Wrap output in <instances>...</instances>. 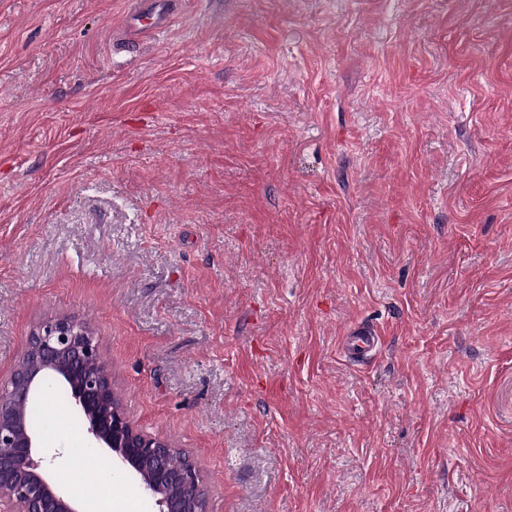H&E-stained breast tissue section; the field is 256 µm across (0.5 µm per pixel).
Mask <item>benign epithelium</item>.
<instances>
[{
	"mask_svg": "<svg viewBox=\"0 0 512 512\" xmlns=\"http://www.w3.org/2000/svg\"><path fill=\"white\" fill-rule=\"evenodd\" d=\"M99 340L70 316L37 324L10 377L0 382V512H81L44 465L40 437L26 410L35 400L64 387L89 447L110 456L112 467L154 501L156 512H209V495L191 457L172 468L176 452L167 441L139 430L112 389Z\"/></svg>",
	"mask_w": 512,
	"mask_h": 512,
	"instance_id": "obj_1",
	"label": "benign epithelium"
}]
</instances>
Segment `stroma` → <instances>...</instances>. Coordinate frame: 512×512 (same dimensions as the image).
I'll return each instance as SVG.
<instances>
[{"instance_id": "1", "label": "stroma", "mask_w": 512, "mask_h": 512, "mask_svg": "<svg viewBox=\"0 0 512 512\" xmlns=\"http://www.w3.org/2000/svg\"><path fill=\"white\" fill-rule=\"evenodd\" d=\"M173 2L0 0V381L68 315L211 512H512V0ZM171 12L170 0H135L128 12L129 24L124 36L125 43L136 45L138 39L167 28ZM382 345V338L371 328L357 327L351 329L342 341V350L346 355L364 356Z\"/></svg>"}]
</instances>
